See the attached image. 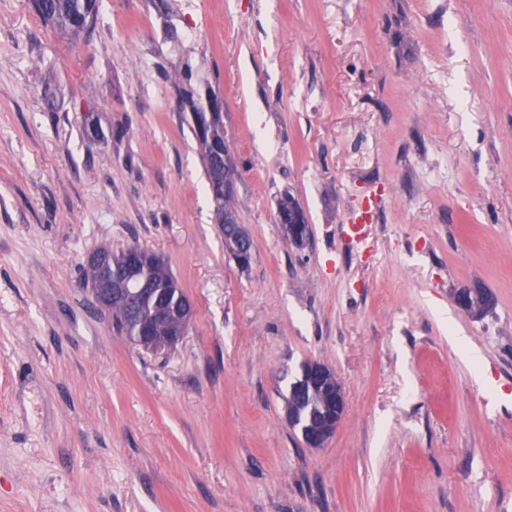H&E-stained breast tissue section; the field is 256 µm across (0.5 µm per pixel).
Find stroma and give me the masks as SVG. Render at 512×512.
Masks as SVG:
<instances>
[{
  "label": "stroma",
  "mask_w": 512,
  "mask_h": 512,
  "mask_svg": "<svg viewBox=\"0 0 512 512\" xmlns=\"http://www.w3.org/2000/svg\"><path fill=\"white\" fill-rule=\"evenodd\" d=\"M184 61L224 100L244 268ZM103 244L164 256L175 347L113 334ZM308 360L347 404L320 449L285 419ZM0 512H512V0H100L87 40L0 0ZM290 209L291 212L288 211ZM295 210H299L303 220L305 221V226L309 232L310 235V229L309 225L307 224V220L304 214L303 209L301 208L300 204L295 200V198L288 194L284 193L277 202V216L278 220L284 225V233L288 236V240L290 243H294L297 245H302L307 240V231L302 225V222L300 221V218L298 216V212ZM284 214H288V222L281 221V216Z\"/></svg>",
  "instance_id": "1"
}]
</instances>
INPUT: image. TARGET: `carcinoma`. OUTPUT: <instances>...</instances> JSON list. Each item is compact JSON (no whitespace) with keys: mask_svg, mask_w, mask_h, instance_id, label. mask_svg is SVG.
Instances as JSON below:
<instances>
[{"mask_svg":"<svg viewBox=\"0 0 512 512\" xmlns=\"http://www.w3.org/2000/svg\"><path fill=\"white\" fill-rule=\"evenodd\" d=\"M33 7L41 20L73 37H88L94 31L99 9V0H32ZM181 99L190 106L191 129L198 140L204 159V169L216 211L217 222L224 221V214L235 213L232 195L224 194V182H233L236 168L224 166L213 147L224 146V124L221 115L208 119V113L199 111V101L206 96H215L211 87L200 88L196 84L192 67L184 63L175 73ZM98 254L112 259L117 270L131 265L137 270L136 277L125 284L132 293L134 305H113L112 330L129 339L133 344L142 343L152 350L173 346V338L180 333L183 324L177 318L160 317V310L170 309L186 300L178 282L169 272L166 264L153 256L137 255L128 250L119 254L101 248ZM327 395L317 393L300 399L294 409L308 410L320 414L325 410Z\"/></svg>","mask_w":512,"mask_h":512,"instance_id":"cac0c4a2","label":"carcinoma"}]
</instances>
